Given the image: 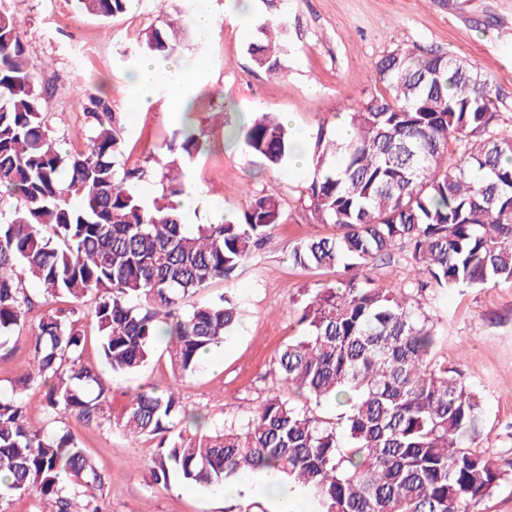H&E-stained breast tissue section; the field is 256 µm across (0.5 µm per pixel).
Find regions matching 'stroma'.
I'll return each mask as SVG.
<instances>
[{
    "instance_id": "stroma-1",
    "label": "stroma",
    "mask_w": 512,
    "mask_h": 512,
    "mask_svg": "<svg viewBox=\"0 0 512 512\" xmlns=\"http://www.w3.org/2000/svg\"><path fill=\"white\" fill-rule=\"evenodd\" d=\"M6 5L21 22L38 87L50 90L48 124L58 143L69 150L82 148L89 123L76 101L91 94L105 98L124 116L125 144L118 162L149 171L140 185L149 200L161 194L154 173L180 123L162 91L147 111L133 110L128 79L142 59L138 44L147 29L205 8L213 17L208 37L202 45L187 44L179 54L207 63L197 89L204 102L187 116L209 143L186 167L203 192L187 221L218 224L239 217L256 193L278 197L284 209L282 224L232 282L214 280L197 297L187 298L191 306L231 292L239 319L202 369L183 382H176L161 341L139 372L113 377L101 361L95 324L84 318L83 360L111 386L116 415L128 393L140 386L175 382L184 405L204 412L209 423L247 420L278 387L277 351L303 333L297 301L305 290L343 274L339 267L316 270L288 259L296 243L335 233L333 225L314 223L303 205L308 170L261 168L241 139H227V130L242 129L260 113L273 112L288 120L293 133L312 135L320 122L335 123L337 113L384 92L373 67L380 56L420 45L462 58L496 83V110L504 129L512 131V0H286L288 23L275 75L258 68L249 53L261 27L277 12L269 0H255L249 12L236 0H168L162 10L155 0H132L125 13L107 21L84 13L76 0H6ZM423 307L438 335L436 357L456 366L484 400L483 448L507 468L479 512H512V285L430 291ZM67 428L107 478L98 493L106 512H225L223 492L177 481L165 488L152 483L146 462L156 449L155 438L134 442L106 423L71 420Z\"/></svg>"
}]
</instances>
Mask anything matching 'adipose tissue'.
Here are the masks:
<instances>
[{
  "label": "adipose tissue",
  "mask_w": 512,
  "mask_h": 512,
  "mask_svg": "<svg viewBox=\"0 0 512 512\" xmlns=\"http://www.w3.org/2000/svg\"><path fill=\"white\" fill-rule=\"evenodd\" d=\"M178 68L182 74L179 82L167 83L160 67L149 60L141 61L133 70L130 88L137 110H147L155 100V91L161 85H168V99L172 112H180L183 101L194 91L204 63L201 60L180 61Z\"/></svg>",
  "instance_id": "adipose-tissue-1"
}]
</instances>
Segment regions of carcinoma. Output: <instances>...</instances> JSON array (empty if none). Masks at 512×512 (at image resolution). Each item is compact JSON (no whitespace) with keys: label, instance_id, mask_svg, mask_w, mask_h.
<instances>
[{"label":"carcinoma","instance_id":"cac0c4a2","mask_svg":"<svg viewBox=\"0 0 512 512\" xmlns=\"http://www.w3.org/2000/svg\"><path fill=\"white\" fill-rule=\"evenodd\" d=\"M110 19L131 0H78ZM253 43L254 64L274 74L282 44ZM191 25L154 27L139 50L166 60ZM386 93L347 113L353 135L339 143L322 124L307 143V208L331 238L311 237L288 252L296 265L341 267L345 277L306 293L304 335L278 354L290 396L265 397L247 422L208 428L172 385L148 383L129 396L112 425L132 437L158 436L151 481L206 489L263 470L306 491L319 512H475L504 472L482 448L483 399L454 366L434 358V324L419 298L512 284V133L500 127L498 91L464 60L421 46L375 63ZM36 67L21 22L0 8V339L24 327L30 369L0 390V512L16 494L48 503L40 512H104L95 490L105 478L70 431L35 426L25 393L45 387L42 412L101 423L112 388L84 364L85 298L102 360L123 376L143 367L159 333L180 377L235 324L232 295L184 308L209 282H231L255 255L283 210L256 194L242 217L188 227L179 197L183 168L203 143L183 125L159 173L162 195L146 202L148 176L122 169L120 113L87 96L85 148L57 145L35 89ZM268 167L292 155L288 126L263 113L240 130ZM404 250L421 271L400 288H381L372 270ZM39 286L36 295L26 288ZM67 306L60 307L58 303ZM44 313L35 321L29 314ZM305 399L294 405L291 395ZM337 405L332 418L313 407Z\"/></svg>","mask_w":512,"mask_h":512}]
</instances>
